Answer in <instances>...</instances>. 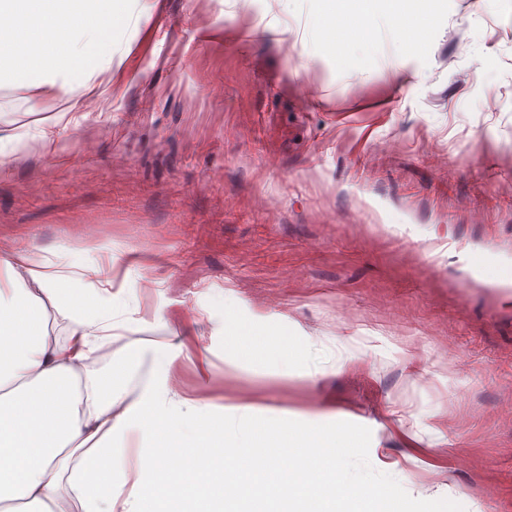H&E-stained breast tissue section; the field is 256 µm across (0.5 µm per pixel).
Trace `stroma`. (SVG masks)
Listing matches in <instances>:
<instances>
[{
    "instance_id": "stroma-1",
    "label": "stroma",
    "mask_w": 512,
    "mask_h": 512,
    "mask_svg": "<svg viewBox=\"0 0 512 512\" xmlns=\"http://www.w3.org/2000/svg\"><path fill=\"white\" fill-rule=\"evenodd\" d=\"M89 90L0 83V248L113 259L129 317L192 417L270 429L299 473L356 438L380 512H512V0H134ZM402 22L406 48L374 44ZM323 42L306 53L310 35ZM179 332L184 346L169 345ZM305 344L319 374L242 361Z\"/></svg>"
}]
</instances>
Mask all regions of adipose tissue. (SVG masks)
I'll use <instances>...</instances> for the list:
<instances>
[{
    "mask_svg": "<svg viewBox=\"0 0 512 512\" xmlns=\"http://www.w3.org/2000/svg\"><path fill=\"white\" fill-rule=\"evenodd\" d=\"M113 267L54 258L24 248L0 253V447L39 449L37 466L0 471V512H54L77 499L82 512H154L159 492H183L161 437L183 438L205 401L172 392L159 369L143 370L131 350L129 379L116 381L106 351L119 317ZM243 431L199 459L197 479L231 487L236 474L276 469L275 460L241 455ZM351 458L316 456L302 475L285 474L303 496L323 497L327 482L349 484ZM123 483L113 487L111 475Z\"/></svg>",
    "mask_w": 512,
    "mask_h": 512,
    "instance_id": "obj_1",
    "label": "adipose tissue"
}]
</instances>
